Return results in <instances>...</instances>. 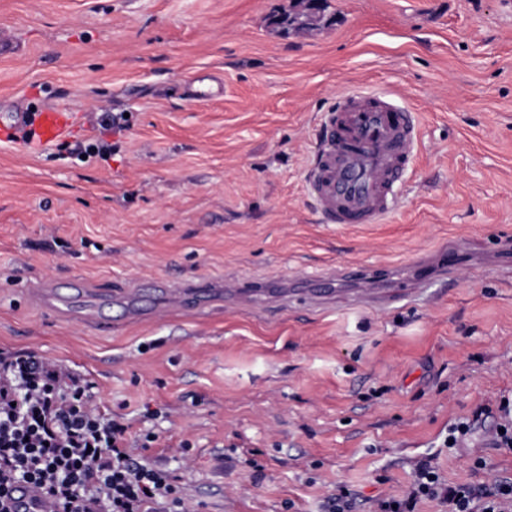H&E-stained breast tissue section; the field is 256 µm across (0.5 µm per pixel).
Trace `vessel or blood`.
<instances>
[{
	"instance_id": "1",
	"label": "vessel or blood",
	"mask_w": 512,
	"mask_h": 512,
	"mask_svg": "<svg viewBox=\"0 0 512 512\" xmlns=\"http://www.w3.org/2000/svg\"><path fill=\"white\" fill-rule=\"evenodd\" d=\"M69 123V113L56 107L15 112L0 127V137L47 144L61 138ZM418 134L413 113L395 107L387 97L361 92L339 97L319 120L307 179V191L325 220L331 224H375L392 214L397 206L395 189L409 168ZM338 277L354 283L349 299L353 305L406 304L426 287L423 281L404 279L397 287L379 288L376 272L358 264L340 268ZM199 293L213 299L245 295L256 305L269 297L262 282L214 278L188 285L171 282L161 290L165 303L179 307ZM303 301L310 309L326 310L335 307L337 297L334 291L313 288Z\"/></svg>"
}]
</instances>
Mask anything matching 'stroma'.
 <instances>
[{
  "instance_id": "1",
  "label": "stroma",
  "mask_w": 512,
  "mask_h": 512,
  "mask_svg": "<svg viewBox=\"0 0 512 512\" xmlns=\"http://www.w3.org/2000/svg\"><path fill=\"white\" fill-rule=\"evenodd\" d=\"M307 11L0 0L18 47L0 55V116L72 114L53 145L0 142V354L86 377L132 433L155 434L145 460L200 512H323L340 486L369 512L425 459L451 485L512 477V450L485 437L512 399V0H323L313 26ZM352 90L392 94L420 136L392 216L323 224L306 168L320 114ZM94 140L110 159L81 156ZM451 240L473 261L382 311L156 309L160 282L201 276L300 288L361 264L412 278ZM83 279L102 326L26 293ZM134 286L146 316L132 321ZM461 419L469 445L443 447Z\"/></svg>"
}]
</instances>
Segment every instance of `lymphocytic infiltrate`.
Listing matches in <instances>:
<instances>
[{"label":"lymphocytic infiltrate","mask_w":512,"mask_h":512,"mask_svg":"<svg viewBox=\"0 0 512 512\" xmlns=\"http://www.w3.org/2000/svg\"><path fill=\"white\" fill-rule=\"evenodd\" d=\"M153 441L104 413L88 381L58 361L0 355V512H12L16 484L41 489L43 512H191L168 472L142 461ZM424 499L448 512H512V478L451 486L425 460L405 495L379 501L378 512H415Z\"/></svg>","instance_id":"lymphocytic-infiltrate-1"}]
</instances>
